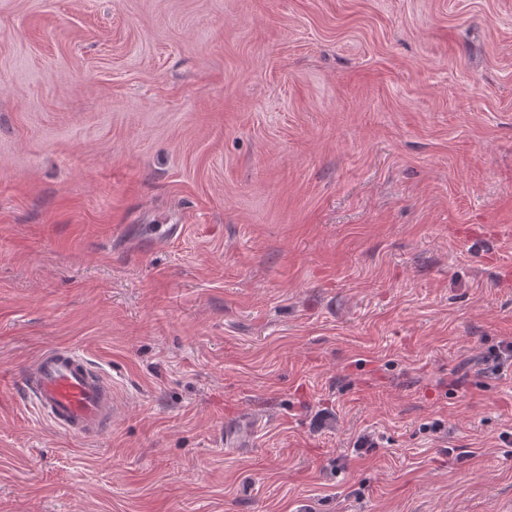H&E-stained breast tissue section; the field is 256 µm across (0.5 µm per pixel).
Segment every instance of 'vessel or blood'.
Returning <instances> with one entry per match:
<instances>
[{
  "mask_svg": "<svg viewBox=\"0 0 512 512\" xmlns=\"http://www.w3.org/2000/svg\"><path fill=\"white\" fill-rule=\"evenodd\" d=\"M21 395L38 418L79 440L106 436L118 411L111 380L69 346L47 348L28 365Z\"/></svg>",
  "mask_w": 512,
  "mask_h": 512,
  "instance_id": "b4317fda",
  "label": "vessel or blood"
}]
</instances>
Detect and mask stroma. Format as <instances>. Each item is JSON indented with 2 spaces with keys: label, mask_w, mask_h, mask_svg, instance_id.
Returning <instances> with one entry per match:
<instances>
[{
  "label": "stroma",
  "mask_w": 512,
  "mask_h": 512,
  "mask_svg": "<svg viewBox=\"0 0 512 512\" xmlns=\"http://www.w3.org/2000/svg\"><path fill=\"white\" fill-rule=\"evenodd\" d=\"M509 340L512 0H0V512H512ZM21 395L39 419L79 440L106 436L118 411L112 381L69 346L47 348L28 365Z\"/></svg>",
  "instance_id": "stroma-1"
}]
</instances>
